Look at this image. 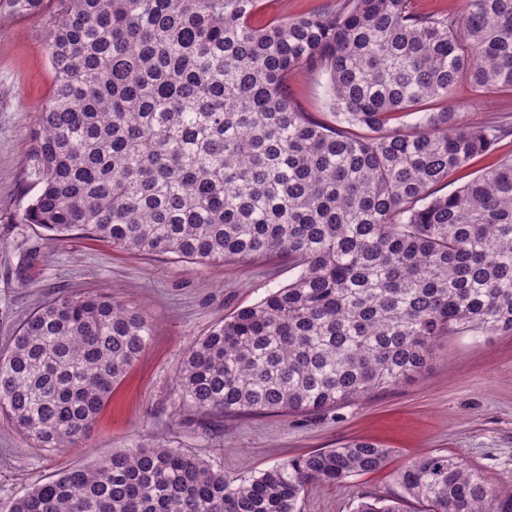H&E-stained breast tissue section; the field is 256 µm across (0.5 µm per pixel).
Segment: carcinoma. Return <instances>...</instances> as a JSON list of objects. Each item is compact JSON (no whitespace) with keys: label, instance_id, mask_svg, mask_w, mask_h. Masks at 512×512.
<instances>
[{"label":"carcinoma","instance_id":"cac0c4a2","mask_svg":"<svg viewBox=\"0 0 512 512\" xmlns=\"http://www.w3.org/2000/svg\"><path fill=\"white\" fill-rule=\"evenodd\" d=\"M47 2L0 0V20ZM55 2V87L29 166L39 190L16 223L201 264L279 253L299 269L187 349L183 404L321 411L414 379L441 336L512 334V156L439 193L501 129L431 109L460 82L512 90V0L448 14L337 0L261 27L260 0ZM295 71L326 75L336 123L299 109ZM417 113L413 130L391 126ZM152 335L110 295H56L0 351V413L39 448L77 446ZM389 457L350 440L230 479L137 442L0 512H298L308 487ZM398 484L354 512H405L410 498L427 512H512V485L448 455L408 463Z\"/></svg>","mask_w":512,"mask_h":512}]
</instances>
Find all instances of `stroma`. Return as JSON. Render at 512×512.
I'll return each mask as SVG.
<instances>
[{
	"instance_id": "stroma-1",
	"label": "stroma",
	"mask_w": 512,
	"mask_h": 512,
	"mask_svg": "<svg viewBox=\"0 0 512 512\" xmlns=\"http://www.w3.org/2000/svg\"><path fill=\"white\" fill-rule=\"evenodd\" d=\"M49 22L46 12L0 21V349L23 319L61 292L109 293L154 330L79 447H35L0 415V505L137 441L181 447L234 479L352 439L390 448L379 471L309 487L301 512H353L360 500L399 493L398 470L429 454L457 457L490 485L512 483V335L443 337L412 381L317 413L228 418L180 405L176 372L188 346L297 271L284 255L198 264L77 235L50 240L33 225L15 223L37 193L28 170L38 116L54 86ZM288 92L303 111L334 123L325 75L299 73ZM450 102L464 123L512 127V91L479 94L461 83Z\"/></svg>"
}]
</instances>
